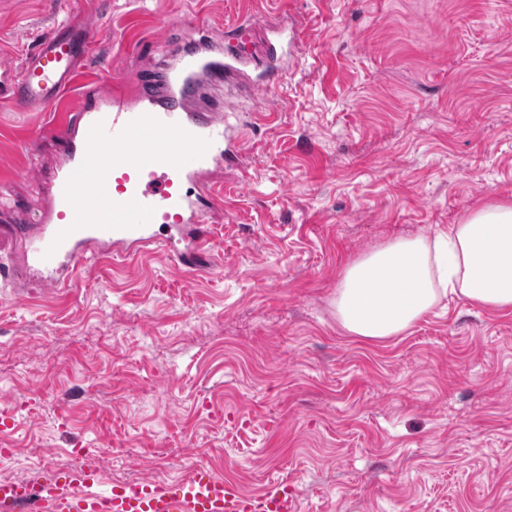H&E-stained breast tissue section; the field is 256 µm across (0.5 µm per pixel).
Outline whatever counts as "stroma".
I'll use <instances>...</instances> for the list:
<instances>
[{
  "label": "stroma",
  "instance_id": "1",
  "mask_svg": "<svg viewBox=\"0 0 512 512\" xmlns=\"http://www.w3.org/2000/svg\"><path fill=\"white\" fill-rule=\"evenodd\" d=\"M63 0H0V66L64 22ZM98 35L84 78L133 86L152 41L297 31L237 113L235 167L211 178L214 270L156 251L16 283L10 228L32 224L56 161L53 111L0 105V479L99 470L170 482L200 462L248 496L279 482L297 512H512V313L444 300L402 336L347 335L345 264L512 203V0H78ZM272 112L269 125L254 113Z\"/></svg>",
  "mask_w": 512,
  "mask_h": 512
}]
</instances>
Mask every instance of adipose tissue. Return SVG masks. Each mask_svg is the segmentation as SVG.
I'll return each instance as SVG.
<instances>
[{
	"label": "adipose tissue",
	"instance_id": "ef3b65f1",
	"mask_svg": "<svg viewBox=\"0 0 512 512\" xmlns=\"http://www.w3.org/2000/svg\"><path fill=\"white\" fill-rule=\"evenodd\" d=\"M512 312V204L470 211L435 238L397 236L344 267L333 305L347 334L400 336L444 298Z\"/></svg>",
	"mask_w": 512,
	"mask_h": 512
}]
</instances>
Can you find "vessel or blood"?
<instances>
[{
    "label": "vessel or blood",
    "instance_id": "1",
    "mask_svg": "<svg viewBox=\"0 0 512 512\" xmlns=\"http://www.w3.org/2000/svg\"><path fill=\"white\" fill-rule=\"evenodd\" d=\"M245 35L234 28L208 41L188 20L173 67L140 79L131 101L113 81L111 95L96 106L65 103L97 42L85 26L54 29L19 69H0V102L56 111L61 160L48 179L47 205L33 235L16 229L27 274L62 288L96 258L132 259L157 247L186 271L208 269L214 236L206 213L224 201L208 176L219 162L233 161L230 145L242 141L243 130L221 106L190 104L204 88L242 73L250 50L228 53L224 45ZM292 40L284 30L272 34L263 48L269 65ZM100 479L82 467L62 483L15 477L0 483V512H297V494L287 485L250 498L204 465L170 483L137 478L105 492Z\"/></svg>",
    "mask_w": 512,
    "mask_h": 512
}]
</instances>
